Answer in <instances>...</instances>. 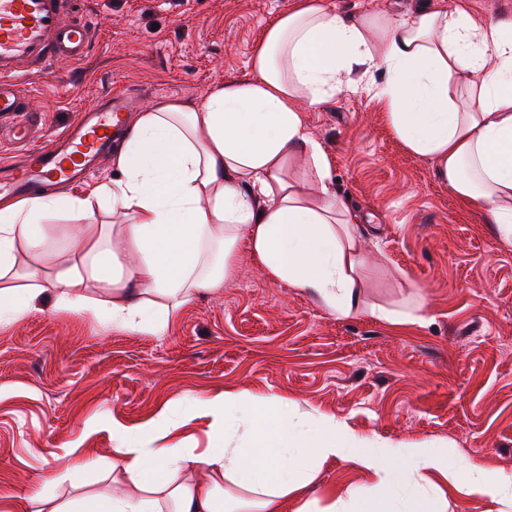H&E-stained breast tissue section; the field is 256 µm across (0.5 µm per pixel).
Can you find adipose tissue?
<instances>
[{"label": "adipose tissue", "instance_id": "adipose-tissue-1", "mask_svg": "<svg viewBox=\"0 0 512 512\" xmlns=\"http://www.w3.org/2000/svg\"><path fill=\"white\" fill-rule=\"evenodd\" d=\"M355 63L384 72L375 94L395 134L512 241V21L479 24L461 10L423 8L353 17L299 0L255 53L254 79L196 107L170 98L137 113L112 158L119 179L79 194L0 200V320L49 299L116 329L158 335L171 309L233 276L240 244L270 279L351 316L365 260L357 218L331 190L301 108L354 93L347 74ZM298 155L319 186L316 200L285 177ZM56 213L79 219L62 261L43 224ZM95 214L103 222L89 223ZM18 269L26 286L7 280ZM93 281L106 285L107 298L88 295ZM201 416L211 418L220 447L199 453L170 441ZM241 423L251 428L244 447L233 442ZM112 442V480L133 489L85 501L83 512H283L288 494L307 489L330 458L375 480L348 488L324 512H443L425 489L432 475L512 512V476L473 457L452 471L446 447L378 442L329 416L294 420L272 392L195 397L175 419L113 424Z\"/></svg>", "mask_w": 512, "mask_h": 512}]
</instances>
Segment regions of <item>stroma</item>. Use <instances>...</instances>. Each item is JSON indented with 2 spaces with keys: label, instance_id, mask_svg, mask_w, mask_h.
<instances>
[{
  "label": "stroma",
  "instance_id": "stroma-1",
  "mask_svg": "<svg viewBox=\"0 0 512 512\" xmlns=\"http://www.w3.org/2000/svg\"><path fill=\"white\" fill-rule=\"evenodd\" d=\"M297 2L88 0L85 55L25 81L36 137L61 133L111 93L134 91L139 112L168 98L198 105L224 83L254 78L266 29ZM325 4L345 15L448 5L512 19V0ZM349 77L355 93L303 120L333 191L358 218L368 254L358 312L336 316L242 251L234 277L172 312L160 336L49 304L0 325V512L27 498L38 510L111 495L113 421L133 426L224 391L274 392L304 419L325 414L365 437L444 444L449 468L471 456L512 475V243L395 135L369 86L382 73L356 65ZM416 306L417 324L376 316ZM66 446L78 469L60 461ZM372 481L352 462L325 460L315 512Z\"/></svg>",
  "mask_w": 512,
  "mask_h": 512
}]
</instances>
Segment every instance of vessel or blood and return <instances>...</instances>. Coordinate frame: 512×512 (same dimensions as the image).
Listing matches in <instances>:
<instances>
[{
	"label": "vessel or blood",
	"mask_w": 512,
	"mask_h": 512,
	"mask_svg": "<svg viewBox=\"0 0 512 512\" xmlns=\"http://www.w3.org/2000/svg\"><path fill=\"white\" fill-rule=\"evenodd\" d=\"M83 0H0V120L26 111L22 81L62 59L80 58L92 31L78 14ZM130 102L108 95L69 135L29 151L25 165L0 171V192L22 196L43 184L83 178L108 156Z\"/></svg>",
	"instance_id": "obj_1"
}]
</instances>
